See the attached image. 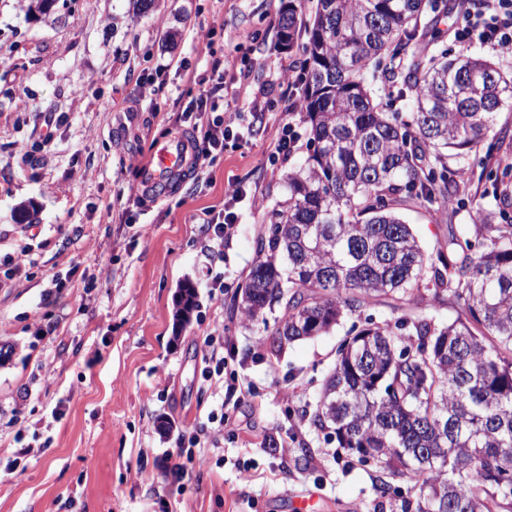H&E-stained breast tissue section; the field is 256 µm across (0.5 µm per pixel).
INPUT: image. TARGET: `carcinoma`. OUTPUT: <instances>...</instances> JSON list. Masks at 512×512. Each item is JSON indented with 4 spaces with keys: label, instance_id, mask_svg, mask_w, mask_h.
<instances>
[{
    "label": "carcinoma",
    "instance_id": "cac0c4a2",
    "mask_svg": "<svg viewBox=\"0 0 512 512\" xmlns=\"http://www.w3.org/2000/svg\"><path fill=\"white\" fill-rule=\"evenodd\" d=\"M294 2L280 37L292 47L306 35L307 154L266 213L235 305L264 324L279 312L282 349L373 302L451 300L460 312L446 325L405 317L345 339L312 424L413 481L400 512H512V224L491 223L485 194L466 191L470 160L499 169L485 134L512 101V75L478 54L449 58L442 33L421 25L425 0H317L302 28ZM372 61L409 100L407 118L373 99ZM452 202L473 229L449 226L432 256L399 212L425 206L446 224ZM197 307L183 284L176 320Z\"/></svg>",
    "mask_w": 512,
    "mask_h": 512
}]
</instances>
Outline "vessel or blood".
Masks as SVG:
<instances>
[{
  "label": "vessel or blood",
  "instance_id": "b4317fda",
  "mask_svg": "<svg viewBox=\"0 0 512 512\" xmlns=\"http://www.w3.org/2000/svg\"><path fill=\"white\" fill-rule=\"evenodd\" d=\"M195 172V158L189 137L179 135L158 140L147 160L137 169V190L162 200Z\"/></svg>",
  "mask_w": 512,
  "mask_h": 512
}]
</instances>
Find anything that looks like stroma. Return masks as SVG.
I'll return each mask as SVG.
<instances>
[{
  "label": "stroma",
  "mask_w": 512,
  "mask_h": 512,
  "mask_svg": "<svg viewBox=\"0 0 512 512\" xmlns=\"http://www.w3.org/2000/svg\"><path fill=\"white\" fill-rule=\"evenodd\" d=\"M288 0H56L49 15L0 0V512H399L408 478L357 462L311 416L321 383L352 325L394 323L383 303L329 333L275 351L262 322L231 302L256 258L266 212L295 158L306 153L304 115L285 89L303 57L279 44ZM220 25L230 60L224 100L242 114L214 165L171 196L143 199L137 162L176 134L190 103L186 71L203 73L204 34ZM61 116L39 152V116ZM138 117L128 134L117 126ZM291 124V157L274 152ZM40 154L22 166L18 145ZM240 226L223 254L204 246L201 220L232 187ZM28 223L17 219L20 206ZM32 266L15 271L21 249ZM223 270L211 300L208 271ZM199 308L176 326L178 288ZM223 328L229 370L251 387L219 445L196 449L185 477L172 472L179 434L209 428L224 390L203 375V338ZM150 481L137 479V470ZM388 490L378 493L380 479Z\"/></svg>",
  "instance_id": "35a3bbf8"
}]
</instances>
